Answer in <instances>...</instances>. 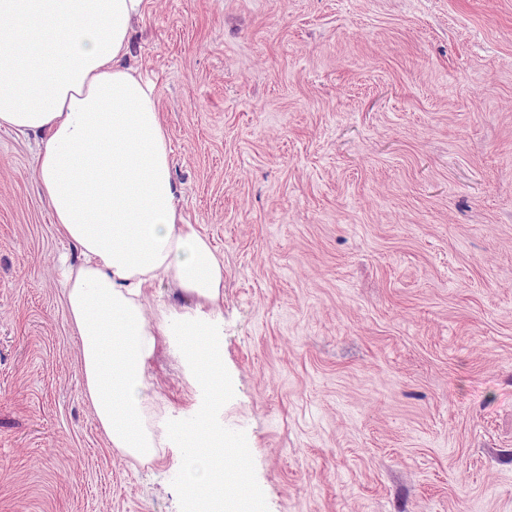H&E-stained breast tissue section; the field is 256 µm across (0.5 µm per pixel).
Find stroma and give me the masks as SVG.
Returning <instances> with one entry per match:
<instances>
[{
    "label": "stroma",
    "instance_id": "35a3bbf8",
    "mask_svg": "<svg viewBox=\"0 0 512 512\" xmlns=\"http://www.w3.org/2000/svg\"><path fill=\"white\" fill-rule=\"evenodd\" d=\"M179 207L224 260V446L258 512H512V0H145ZM0 128V512H188L85 399L38 188ZM156 412L196 402L175 349Z\"/></svg>",
    "mask_w": 512,
    "mask_h": 512
}]
</instances>
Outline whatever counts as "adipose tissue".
<instances>
[{
  "label": "adipose tissue",
  "mask_w": 512,
  "mask_h": 512,
  "mask_svg": "<svg viewBox=\"0 0 512 512\" xmlns=\"http://www.w3.org/2000/svg\"><path fill=\"white\" fill-rule=\"evenodd\" d=\"M145 0H0V127L43 135L39 190L57 234L79 250L60 263L79 337L85 396L111 447L153 458L171 432L194 467L195 512H223L240 463L215 467L223 447L224 261L178 208L168 129L152 80L127 65ZM168 281L184 301L147 308ZM177 338L191 384L208 405L171 428L147 395L161 338Z\"/></svg>",
  "instance_id": "adipose-tissue-1"
}]
</instances>
